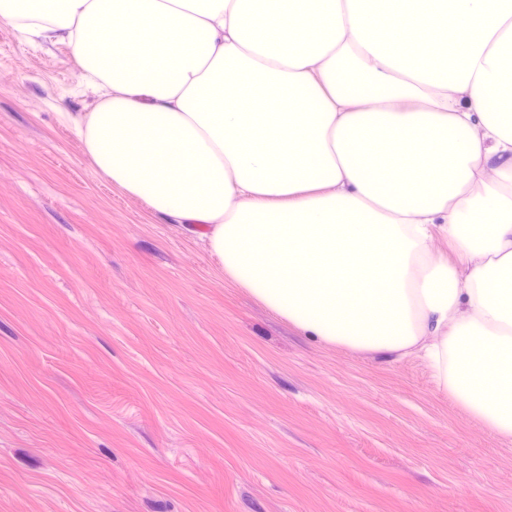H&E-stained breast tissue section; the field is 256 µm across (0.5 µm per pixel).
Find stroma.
<instances>
[{"instance_id":"stroma-1","label":"stroma","mask_w":512,"mask_h":512,"mask_svg":"<svg viewBox=\"0 0 512 512\" xmlns=\"http://www.w3.org/2000/svg\"><path fill=\"white\" fill-rule=\"evenodd\" d=\"M68 46L0 22V512H512L423 352L313 341L96 172Z\"/></svg>"}]
</instances>
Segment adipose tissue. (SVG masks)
<instances>
[{
  "label": "adipose tissue",
  "instance_id": "ef3b65f1",
  "mask_svg": "<svg viewBox=\"0 0 512 512\" xmlns=\"http://www.w3.org/2000/svg\"><path fill=\"white\" fill-rule=\"evenodd\" d=\"M26 2L0 21L70 47L97 102L63 118L101 175L313 340L421 347L512 441V0H458L469 29L444 59L387 24L435 0ZM276 4L321 40L258 32ZM133 31L160 49L130 53Z\"/></svg>",
  "mask_w": 512,
  "mask_h": 512
}]
</instances>
